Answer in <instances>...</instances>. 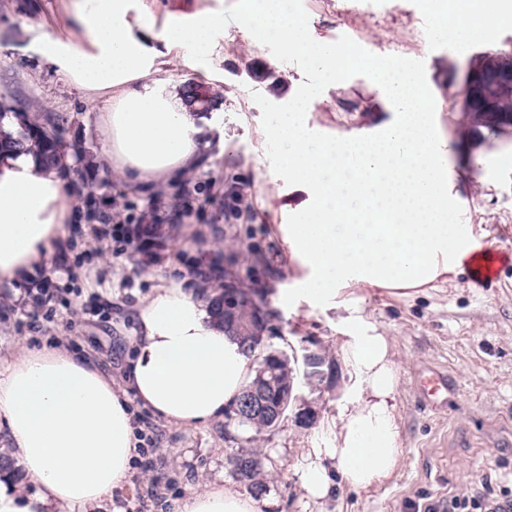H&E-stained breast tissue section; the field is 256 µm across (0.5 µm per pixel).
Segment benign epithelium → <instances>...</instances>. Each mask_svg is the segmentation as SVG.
I'll return each mask as SVG.
<instances>
[{
    "label": "benign epithelium",
    "mask_w": 512,
    "mask_h": 512,
    "mask_svg": "<svg viewBox=\"0 0 512 512\" xmlns=\"http://www.w3.org/2000/svg\"><path fill=\"white\" fill-rule=\"evenodd\" d=\"M498 84L501 89L509 91L512 89V52L502 51L493 57L482 58L476 62L469 63L463 78L460 110L473 112L476 110L486 111L488 121L500 128L512 126V114L486 110V95L490 85ZM233 292L230 304L224 305V319H226V335H239L236 315L232 303L240 300L252 305L254 316L257 320L266 319L267 312L264 306L250 298V295L239 290L224 289V292ZM226 417L238 423L246 422L251 418H266L276 430L282 423V415L279 409L270 405L263 383L260 381L247 385L238 400L229 405L225 411Z\"/></svg>",
    "instance_id": "benign-epithelium-1"
}]
</instances>
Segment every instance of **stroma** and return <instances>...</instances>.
<instances>
[{
    "label": "stroma",
    "instance_id": "1",
    "mask_svg": "<svg viewBox=\"0 0 512 512\" xmlns=\"http://www.w3.org/2000/svg\"><path fill=\"white\" fill-rule=\"evenodd\" d=\"M313 40L339 46L359 37L365 56L406 54L427 86L438 135L448 152V191L457 198L468 223L482 234L488 250L512 247V133L460 141L476 115L462 114L457 100L461 79L472 60L512 49V23L493 25L467 50L456 43L427 38L423 48L404 53V28L426 25L422 0H369L357 29L337 24L336 12L356 0H293ZM63 0H0V102L35 116H68L70 145L65 179L96 169L105 182L100 198L111 202L112 220L103 222L83 195H76L72 222L56 258L32 280L0 286V354L24 341L36 347L67 343L73 353L91 357L106 374L119 377L127 362L128 339L137 327L142 299L155 289L181 283L189 290L210 287L204 279L219 260L225 284L268 306L266 335L272 346L287 349L309 342L324 359V377L309 385L303 364H295V391L315 415L305 424L288 417L279 429L239 427L220 419L200 427L176 428L150 415L140 427L156 440L149 468L133 466L120 504L142 512H173L183 499L209 482L246 492L227 460L231 448L265 457V492L257 512H415L416 505L445 501L478 491L483 475L502 480L512 474V260L505 258L493 278L479 283L471 268L449 276L439 288L417 298L378 296L365 307L368 319L391 336L400 365L395 403L403 424L401 461L396 474L367 491L334 480L329 495L307 498L302 464L308 451L332 445L329 426L350 396L354 378L338 348L341 332L335 310H310L291 300L295 286L286 274L279 225L287 223L282 204L297 205L302 193L267 198L276 173V151L260 142L258 130L314 85L318 96L307 110L311 126L326 137H376L396 119L392 98L367 68L351 69L342 81L320 82L316 72L295 56L280 57L276 47L256 48L246 41L224 52L223 81L206 87L208 104H220V127L211 131L201 165L176 184L154 194L129 191L105 169L99 116L107 100L87 103L82 90L58 77L36 53L27 28L62 12ZM249 184L244 206L231 203L240 184ZM190 205L192 214L173 224V209ZM162 215L156 243L140 252L112 236V221ZM50 288V302L28 294L33 283ZM288 303H281V296ZM447 371L455 388L446 408L426 409L414 386L424 368Z\"/></svg>",
    "mask_w": 512,
    "mask_h": 512
}]
</instances>
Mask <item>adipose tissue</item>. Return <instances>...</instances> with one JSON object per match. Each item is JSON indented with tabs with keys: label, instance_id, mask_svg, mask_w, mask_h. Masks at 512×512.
<instances>
[{
	"label": "adipose tissue",
	"instance_id": "adipose-tissue-1",
	"mask_svg": "<svg viewBox=\"0 0 512 512\" xmlns=\"http://www.w3.org/2000/svg\"><path fill=\"white\" fill-rule=\"evenodd\" d=\"M512 19V0H473L453 22L460 48ZM60 30L39 26L40 57L89 101L106 99L105 156L126 185L148 187L193 172L204 145L198 91L220 80L224 9L205 0H64ZM257 48L273 44L333 81L349 71L341 50L309 40L288 0H241L234 23ZM191 76V91L172 79ZM396 121L378 138L337 140L307 126L303 91L262 129L277 148L278 181L306 201L281 225L297 297L341 313L340 350L356 377L331 426L332 445L303 471L317 501L331 475L365 491L400 464L394 404L399 365L390 336L367 320L374 292L412 298L471 265L482 247L448 193L442 142L416 79L400 86ZM73 186L24 151L0 153V284L47 268L71 218ZM130 338L127 386L117 390L91 359L65 347L16 345L0 359V424L8 455L36 486L0 472V512H102L124 488L134 458V407L178 426L221 417L255 374L253 356L231 337L209 301L179 286L144 300ZM175 512H256L240 492L215 483L178 502Z\"/></svg>",
	"mask_w": 512,
	"mask_h": 512
}]
</instances>
